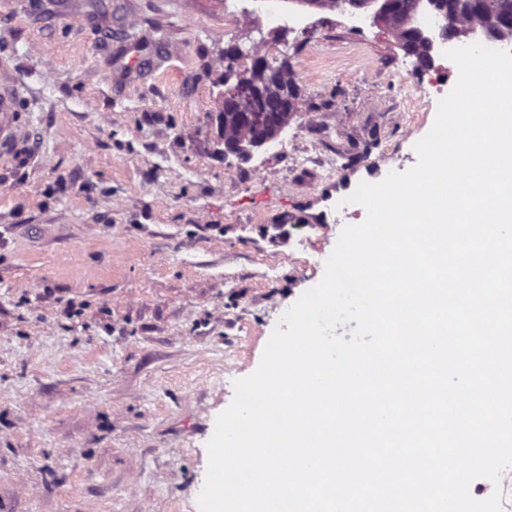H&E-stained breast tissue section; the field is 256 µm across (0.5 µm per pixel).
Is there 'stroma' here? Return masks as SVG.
<instances>
[{"instance_id": "stroma-1", "label": "stroma", "mask_w": 512, "mask_h": 512, "mask_svg": "<svg viewBox=\"0 0 512 512\" xmlns=\"http://www.w3.org/2000/svg\"><path fill=\"white\" fill-rule=\"evenodd\" d=\"M225 0H0L27 159L0 155V512H200L233 383L320 282L344 171L417 162L437 99L373 28L311 10L284 52L305 125L225 156L224 52L267 39ZM366 74L369 84L358 81ZM288 221L290 223H295V224H289V225H294L296 228L300 229L301 231L305 230L304 234L299 239V242L301 244H309L310 245L311 243L315 244V243L320 242L321 237H324L326 231L328 230L327 225L318 224V222L315 218H312L306 214H300V215L295 214L294 215L292 213H289ZM310 230L322 231L321 236L313 237L309 232Z\"/></svg>"}]
</instances>
